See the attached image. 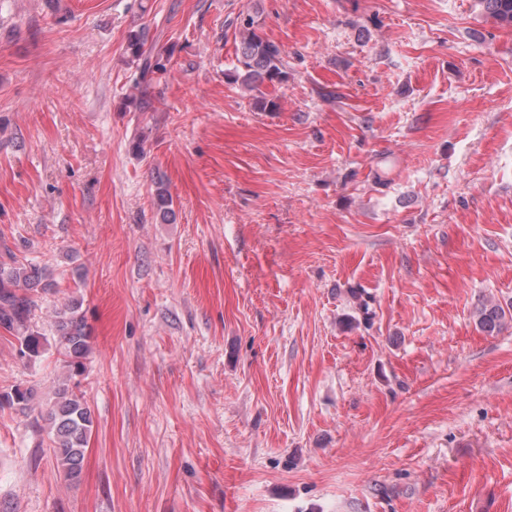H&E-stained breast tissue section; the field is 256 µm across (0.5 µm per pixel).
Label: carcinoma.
I'll list each match as a JSON object with an SVG mask.
<instances>
[{
  "label": "carcinoma",
  "instance_id": "cac0c4a2",
  "mask_svg": "<svg viewBox=\"0 0 512 512\" xmlns=\"http://www.w3.org/2000/svg\"><path fill=\"white\" fill-rule=\"evenodd\" d=\"M485 10L498 22L512 25V0H481ZM239 40L236 44L237 65L232 82L248 94L258 112H274L276 101L266 97L262 88L288 81L284 52L280 45L263 38L255 28L254 16L240 19ZM146 31L132 30L127 36L126 53L137 64L139 78L134 89V100L139 107L148 104V87L153 75L165 70L164 64L151 62L145 51ZM155 205L163 217L173 214V198L163 180L156 182ZM10 262H0V328L11 333L18 343L19 359L40 355L41 334L31 325V314L36 306L34 296L54 286L53 272L46 266L19 262L9 256ZM76 301L56 311L57 327L62 347L65 377L58 383L55 396L47 412L48 433L58 467L67 479L79 476L84 448L92 431L91 410L80 390L79 377L84 375L93 353L92 336L84 315ZM505 316L498 306H484L478 310V322L488 332L496 330ZM31 392L15 388L0 392V407L8 405L21 411L27 409Z\"/></svg>",
  "mask_w": 512,
  "mask_h": 512
}]
</instances>
